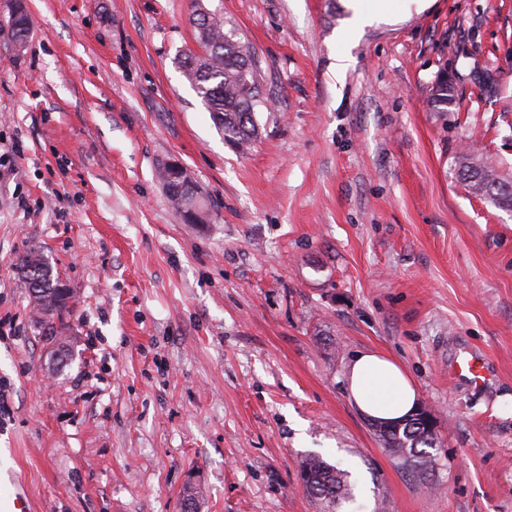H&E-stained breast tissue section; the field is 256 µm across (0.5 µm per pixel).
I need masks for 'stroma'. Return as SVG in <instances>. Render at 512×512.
<instances>
[{
    "instance_id": "obj_1",
    "label": "stroma",
    "mask_w": 512,
    "mask_h": 512,
    "mask_svg": "<svg viewBox=\"0 0 512 512\" xmlns=\"http://www.w3.org/2000/svg\"><path fill=\"white\" fill-rule=\"evenodd\" d=\"M202 2L260 61L244 153L176 65L192 0H24L22 47L0 0V469L32 512H182L189 484L202 512H322L316 453L357 482L337 512H512V213L456 166L512 174V0H434L349 41L346 0ZM168 160L210 223L176 215ZM33 249L75 301L63 358L30 313ZM461 339L490 389L449 381ZM364 352L431 411L428 467L353 404Z\"/></svg>"
}]
</instances>
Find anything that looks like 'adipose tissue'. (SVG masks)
Instances as JSON below:
<instances>
[{
  "instance_id": "ef3b65f1",
  "label": "adipose tissue",
  "mask_w": 512,
  "mask_h": 512,
  "mask_svg": "<svg viewBox=\"0 0 512 512\" xmlns=\"http://www.w3.org/2000/svg\"><path fill=\"white\" fill-rule=\"evenodd\" d=\"M347 380L352 401L370 419L396 422L417 406L412 381L390 357L378 353L357 356L349 366Z\"/></svg>"
}]
</instances>
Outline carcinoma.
Instances as JSON below:
<instances>
[{
	"label": "carcinoma",
	"mask_w": 512,
	"mask_h": 512,
	"mask_svg": "<svg viewBox=\"0 0 512 512\" xmlns=\"http://www.w3.org/2000/svg\"><path fill=\"white\" fill-rule=\"evenodd\" d=\"M9 23L16 42L25 41L30 32L27 11L20 10ZM193 26L200 51L184 53L178 58L177 66L210 112L224 141L246 151L258 136L255 112L267 102L258 61L250 47L237 39L235 31L225 28L221 14L212 12L207 18L197 17ZM452 100L453 95L448 93V75L443 73L436 80L434 107L445 108ZM158 176L181 220H186V213L192 208H210L207 200L195 198L190 186L170 178L165 169H158ZM458 176L472 195L512 211V180L487 160L472 157L468 152L462 154L458 158ZM21 268L25 283L34 278L39 281L38 287L28 289L32 312L44 319L51 333L59 332L65 328L64 315L72 311L63 298L65 284L52 276L48 262L36 250L24 256ZM375 431L383 447L395 457L420 466L431 464L427 449L435 445V436L425 433L419 422L408 417L397 423H377ZM300 471L308 474L306 491L319 500L327 512H336V506L349 498L352 486L349 471L316 455L302 460Z\"/></svg>",
	"instance_id": "carcinoma-1"
}]
</instances>
